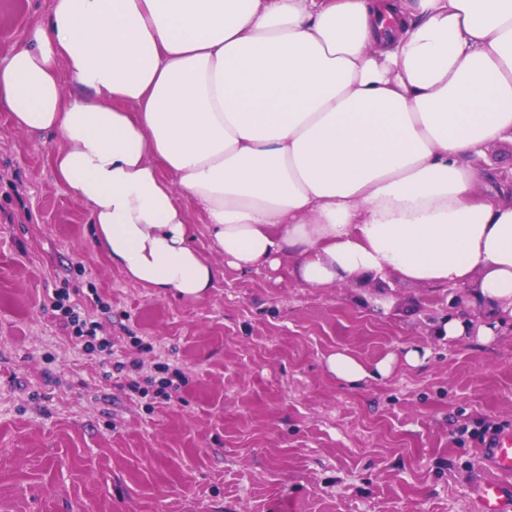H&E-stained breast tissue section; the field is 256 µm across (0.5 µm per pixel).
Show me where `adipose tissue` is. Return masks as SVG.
<instances>
[{
    "instance_id": "obj_1",
    "label": "adipose tissue",
    "mask_w": 512,
    "mask_h": 512,
    "mask_svg": "<svg viewBox=\"0 0 512 512\" xmlns=\"http://www.w3.org/2000/svg\"><path fill=\"white\" fill-rule=\"evenodd\" d=\"M1 110L55 136L97 247L155 294L216 277L186 196L241 272L459 287L483 344L512 319V204L474 196L512 135V0H51L0 65ZM428 355L325 365L353 386Z\"/></svg>"
}]
</instances>
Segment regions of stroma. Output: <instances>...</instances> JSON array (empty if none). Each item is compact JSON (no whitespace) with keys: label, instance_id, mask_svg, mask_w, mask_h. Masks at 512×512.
Segmentation results:
<instances>
[{"label":"stroma","instance_id":"35a3bbf8","mask_svg":"<svg viewBox=\"0 0 512 512\" xmlns=\"http://www.w3.org/2000/svg\"><path fill=\"white\" fill-rule=\"evenodd\" d=\"M49 14L50 0H0V63ZM55 148L0 112V512H474L485 470L469 432L512 430L511 325L487 345L442 339L457 289L392 273L319 288L284 268L240 274L187 198L214 286L196 301L155 294L95 246ZM479 168L483 196L512 175V140ZM63 286L111 336L112 364L52 311ZM406 346L427 361L356 387L324 365L339 349L371 365ZM117 361L145 379L165 363L186 382L143 397Z\"/></svg>","mask_w":512,"mask_h":512}]
</instances>
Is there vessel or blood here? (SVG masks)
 Instances as JSON below:
<instances>
[{
	"label": "vessel or blood",
	"mask_w": 512,
	"mask_h": 512,
	"mask_svg": "<svg viewBox=\"0 0 512 512\" xmlns=\"http://www.w3.org/2000/svg\"><path fill=\"white\" fill-rule=\"evenodd\" d=\"M482 459L490 476L473 485L477 512H512V431L489 435Z\"/></svg>",
	"instance_id": "b4317fda"
}]
</instances>
